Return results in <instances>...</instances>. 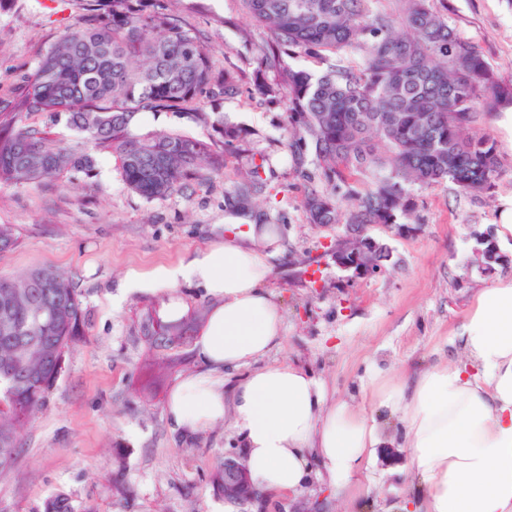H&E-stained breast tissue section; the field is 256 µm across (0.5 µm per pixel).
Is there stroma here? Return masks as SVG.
I'll use <instances>...</instances> for the list:
<instances>
[{
  "label": "stroma",
  "mask_w": 512,
  "mask_h": 512,
  "mask_svg": "<svg viewBox=\"0 0 512 512\" xmlns=\"http://www.w3.org/2000/svg\"><path fill=\"white\" fill-rule=\"evenodd\" d=\"M193 35L205 40L216 70L238 76L231 95L204 99L200 114L164 112L138 117V132L175 131L224 155L219 171L203 170L184 189L149 201L123 183L110 155L91 176L66 173L53 188L0 186V226L16 244L0 252V275L51 266L71 273L85 311L84 334L42 409L18 434L12 471L0 477V512H44L46 500L67 498L73 512H351L348 497L311 481L296 496L232 502L216 488L224 458L239 454L224 426L186 439L172 431L164 406L177 381L195 370L193 346L210 304L203 288L181 283L176 297L194 320L183 342L163 349L141 337L140 322L159 313L167 294L121 293L134 272L172 266L208 243L240 232L226 194L252 162L265 161L257 198L264 221L279 227L288 246L270 289L281 300L285 333L273 362L308 368L336 398L364 403L361 383L386 372L460 357L455 331L483 288L512 276V247L495 272H478L475 233L493 230L496 211L512 196V130L494 112L476 114L471 128L496 142L502 170L490 194L458 192L447 181L414 186L413 223L419 232L389 238L392 258L365 279L349 280L327 254L336 225L309 223L304 196L322 187L312 162L296 163L285 146L288 102L263 85L285 82L289 70L311 72L341 64L360 68L352 51L314 57L283 50L277 66L259 69L270 40L241 0H161ZM438 12L512 82V0H434ZM89 0H8L0 10V102L20 90L56 42L62 24L83 17ZM244 138L224 149V123ZM317 264L319 282L306 270ZM404 449H378L373 479L358 489L362 512H384L410 492Z\"/></svg>",
  "instance_id": "1"
}]
</instances>
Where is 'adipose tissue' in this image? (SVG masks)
Here are the masks:
<instances>
[{
	"label": "adipose tissue",
	"mask_w": 512,
	"mask_h": 512,
	"mask_svg": "<svg viewBox=\"0 0 512 512\" xmlns=\"http://www.w3.org/2000/svg\"><path fill=\"white\" fill-rule=\"evenodd\" d=\"M280 231L250 224L175 267L127 277L128 294L170 293L183 282L214 304L194 345L199 363L170 392L164 413L174 432L193 436L222 424L240 436L255 487L268 496L299 493L318 463L322 483L358 488L365 464L385 446L374 412L402 423L413 495L405 512H512V276L483 289L456 337L464 359L425 369L372 372V407L337 400L307 369L268 363L283 340V313L268 290Z\"/></svg>",
	"instance_id": "ef3b65f1"
}]
</instances>
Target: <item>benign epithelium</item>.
Returning a JSON list of instances; mask_svg holds the SVG:
<instances>
[{"instance_id": "obj_1", "label": "benign epithelium", "mask_w": 512, "mask_h": 512, "mask_svg": "<svg viewBox=\"0 0 512 512\" xmlns=\"http://www.w3.org/2000/svg\"><path fill=\"white\" fill-rule=\"evenodd\" d=\"M342 231L330 245L328 255L336 266L348 273L351 279L367 278L381 269L382 262L388 260L392 249L384 240L370 234L371 224H343ZM380 228L394 238L414 235L419 230L417 224H382ZM487 241V238H482ZM489 242V241H487ZM478 271L489 274L495 266L503 262L494 242H489L486 249L475 248ZM224 496L240 502H247L255 497L244 458L240 456L224 459Z\"/></svg>"}]
</instances>
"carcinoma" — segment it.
<instances>
[{
    "mask_svg": "<svg viewBox=\"0 0 512 512\" xmlns=\"http://www.w3.org/2000/svg\"><path fill=\"white\" fill-rule=\"evenodd\" d=\"M95 13L64 26L58 41L23 76L21 93L0 108V185L49 186L62 172L90 175L109 154L126 187L163 200L205 161L224 156L202 141L171 132L137 134L142 113L197 110L202 98L231 93L238 77L215 72L207 46L159 6L95 0ZM277 45L315 55L356 50L362 69L342 65L320 74L288 70L283 91L287 147L302 162L311 146L325 188H311L309 223L403 224L414 209L410 188L444 180L461 192L491 193L500 173L494 139L471 136L481 108L512 106L503 83L477 48L462 39L432 0H401L397 16L377 0H241ZM41 116L39 124L30 118ZM65 121L75 137L62 146L51 127ZM383 144L381 151L378 144ZM264 163L228 192L231 208L251 212L264 188ZM85 321L76 284L53 267L0 277V475L9 472L18 429L43 405L63 371L66 351ZM143 336L170 347L188 322L149 314Z\"/></svg>",
    "mask_w": 512,
    "mask_h": 512,
    "instance_id": "obj_1",
    "label": "carcinoma"
}]
</instances>
